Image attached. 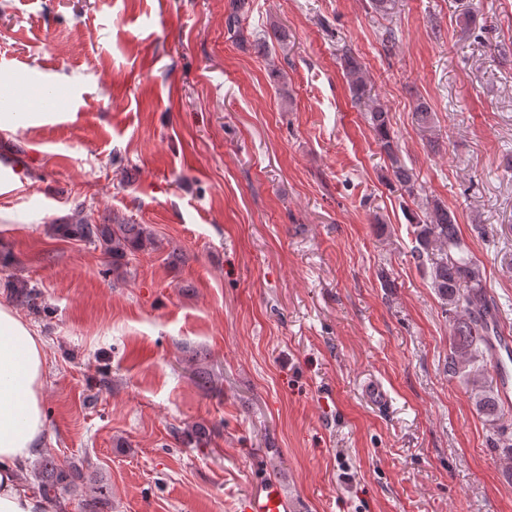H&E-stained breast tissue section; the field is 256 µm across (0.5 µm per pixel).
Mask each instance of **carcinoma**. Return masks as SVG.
Segmentation results:
<instances>
[{
	"label": "carcinoma",
	"mask_w": 512,
	"mask_h": 512,
	"mask_svg": "<svg viewBox=\"0 0 512 512\" xmlns=\"http://www.w3.org/2000/svg\"><path fill=\"white\" fill-rule=\"evenodd\" d=\"M247 0H237L228 15V30L240 29L241 17L247 11ZM343 77L352 99L363 107L366 121L380 150L390 161L392 177L401 191L409 196L417 191L413 170L400 159L401 147L391 132L388 109L372 94L367 70L354 54L347 50L341 56ZM417 125L429 136L435 135V114L428 102L419 97L414 108ZM413 255L425 265L431 288L446 306L451 325L448 354V376L463 377L475 389L474 405L478 414L497 424L507 413L504 402L493 387H484L480 372L492 365L486 347V317L498 309L488 294L481 265L469 255L459 229L456 215L438 200H426L420 213L412 219ZM53 231L60 237L98 245L112 257V275L122 280L127 275V256L154 246L152 234L141 224L126 218L114 217L110 224H94L78 217L70 224H55ZM16 299L33 302L35 286L25 280H9ZM37 491L49 504L60 503L62 495L71 492L81 473L76 466L60 467L48 457H41L36 467ZM109 488L104 483L92 487L91 499L86 501L88 512H100L109 506Z\"/></svg>",
	"instance_id": "cac0c4a2"
}]
</instances>
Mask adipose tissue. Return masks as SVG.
I'll use <instances>...</instances> for the list:
<instances>
[{
	"label": "adipose tissue",
	"mask_w": 512,
	"mask_h": 512,
	"mask_svg": "<svg viewBox=\"0 0 512 512\" xmlns=\"http://www.w3.org/2000/svg\"><path fill=\"white\" fill-rule=\"evenodd\" d=\"M46 341L16 310L0 304V512H46L21 483L46 442Z\"/></svg>",
	"instance_id": "adipose-tissue-1"
}]
</instances>
